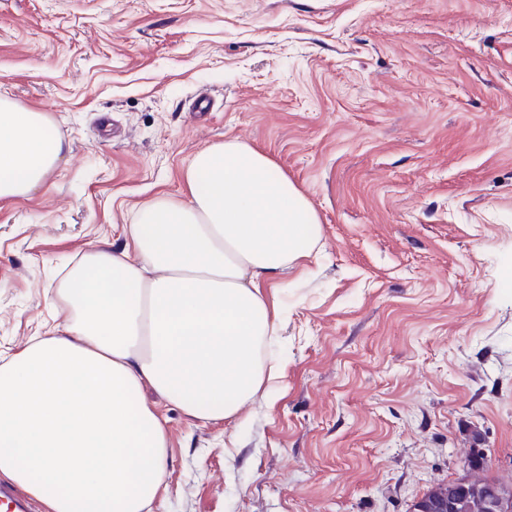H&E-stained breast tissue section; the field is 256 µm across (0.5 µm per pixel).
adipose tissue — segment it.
I'll list each match as a JSON object with an SVG mask.
<instances>
[{
    "instance_id": "ef3b65f1",
    "label": "adipose tissue",
    "mask_w": 512,
    "mask_h": 512,
    "mask_svg": "<svg viewBox=\"0 0 512 512\" xmlns=\"http://www.w3.org/2000/svg\"><path fill=\"white\" fill-rule=\"evenodd\" d=\"M44 113L0 100V200L30 196L63 158ZM184 198L127 225L136 257L93 249L58 285L67 314L0 364V477L45 512H145L166 474V429L144 388L206 422L235 417L280 367L261 284L321 240L318 216L265 154H196Z\"/></svg>"
}]
</instances>
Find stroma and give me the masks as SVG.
I'll return each mask as SVG.
<instances>
[{"instance_id":"35a3bbf8","label":"stroma","mask_w":512,"mask_h":512,"mask_svg":"<svg viewBox=\"0 0 512 512\" xmlns=\"http://www.w3.org/2000/svg\"><path fill=\"white\" fill-rule=\"evenodd\" d=\"M0 96L65 147L0 203V359L211 145L265 153L318 214L262 284L280 378L218 423L145 389L151 512H408L475 443L512 482V0H0Z\"/></svg>"}]
</instances>
